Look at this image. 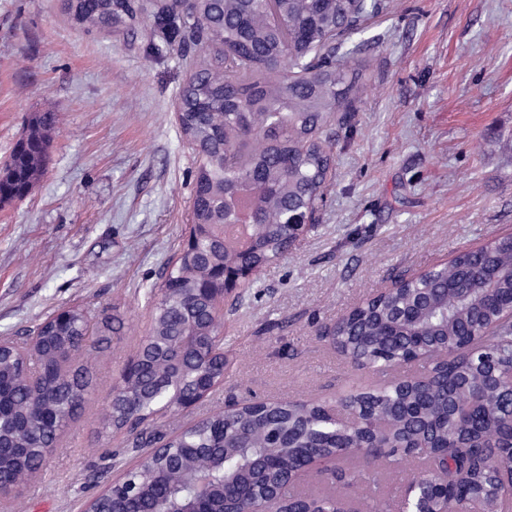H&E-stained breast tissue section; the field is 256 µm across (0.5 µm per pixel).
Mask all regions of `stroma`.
<instances>
[{"instance_id": "obj_1", "label": "stroma", "mask_w": 512, "mask_h": 512, "mask_svg": "<svg viewBox=\"0 0 512 512\" xmlns=\"http://www.w3.org/2000/svg\"><path fill=\"white\" fill-rule=\"evenodd\" d=\"M343 45L354 92L328 128L317 222L227 298L224 383L157 414L172 435L228 401L340 407L378 380L322 338L359 303L512 234V0H389ZM193 61L149 19L75 27L62 0H0V160L28 118L58 115L47 173L0 208V336L64 307L122 322L77 354L93 389L12 512H81L138 457L103 429L112 389L153 325L151 290L185 240L197 156L174 105Z\"/></svg>"}]
</instances>
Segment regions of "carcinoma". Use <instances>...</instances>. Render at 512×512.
I'll return each instance as SVG.
<instances>
[{"instance_id":"obj_1","label":"carcinoma","mask_w":512,"mask_h":512,"mask_svg":"<svg viewBox=\"0 0 512 512\" xmlns=\"http://www.w3.org/2000/svg\"><path fill=\"white\" fill-rule=\"evenodd\" d=\"M71 20L83 27H109L123 16L137 17L139 0H65ZM385 0H267L251 10L243 0H195L185 11L154 14V26L180 55L205 50L211 60L194 72L182 96L185 120L181 133L197 154L192 221L229 225L224 217V186L259 181L265 186L255 197L260 222L247 262L261 270L288 251V207L307 204L322 187L329 155L320 140L326 116L353 91L356 76L346 69L345 55L327 47L323 35L340 29L347 18L377 14ZM288 46L284 70L306 71L308 80L258 78L268 70L267 57ZM55 113L38 112L0 166V207L26 197L41 180ZM237 261L224 249V239L211 232L198 236L191 251L169 267L154 294L153 328L156 336L188 334L198 339L189 352L192 364L169 380L164 359L156 360L155 395L138 399L120 385L104 420V428L126 426L142 448L156 437L139 430L160 410L175 411L180 392L195 378L220 368L217 339L222 319L211 315L207 302L191 304L186 289L203 287L214 266ZM481 264L479 279L495 283V295L512 293V236L493 240L482 253L461 252L453 263L427 276L402 281L391 294L372 299L336 323L328 341L358 366L373 368L385 379L342 400L345 419H333L327 406L306 400H285L214 413L193 427L168 438L170 455L155 458L149 467L130 475L140 491L142 512L152 508L157 495L178 503L192 494L195 476L214 470L215 481L235 479L248 499L251 512H277L303 498L294 483L281 485V504H267L255 493L259 482L247 464L272 453L280 472L292 468L306 452L333 460L331 476L347 489L356 485L376 461L399 468L409 459L419 465L408 483L418 490L429 484L448 489L446 499L433 504L439 512H512V502L495 493V485L512 472V454L501 448V426L512 418V387L508 380L480 393L462 386L483 376L481 359L494 363L500 375L512 371V323L496 325L479 335L484 322L497 309L480 311L486 301L475 286L466 303L469 269ZM428 289L432 307L413 323L394 318V310L411 304L416 289ZM92 311L73 308L60 325L48 319L32 333L46 337L38 350V363L48 362L49 345L63 336L88 334ZM439 337L425 358L415 359L407 334ZM474 340L479 353L471 357L459 348ZM418 362L423 383L404 386L387 376L388 370ZM5 387L0 391V432L9 435L26 429L32 445L23 464L8 459L0 473L10 478L23 470H36L46 446L57 435L42 424V412H56L66 423L85 402L92 380L87 372L57 366L54 376L30 388L21 363L10 351H0ZM325 512L346 507L349 499L334 493L312 500Z\"/></svg>"}]
</instances>
